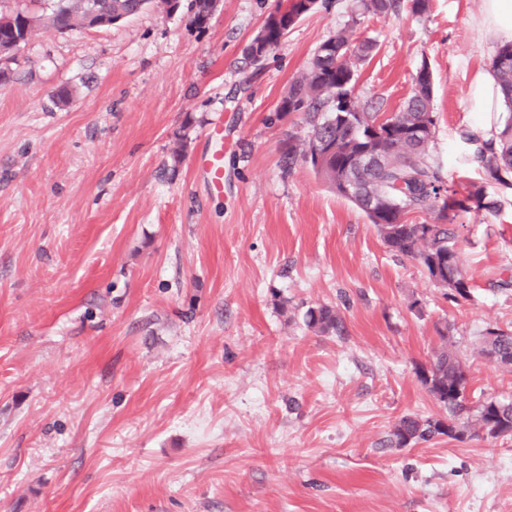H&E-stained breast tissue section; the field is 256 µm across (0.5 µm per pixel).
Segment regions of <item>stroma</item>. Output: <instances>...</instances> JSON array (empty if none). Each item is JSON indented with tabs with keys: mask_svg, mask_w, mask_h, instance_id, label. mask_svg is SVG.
<instances>
[{
	"mask_svg": "<svg viewBox=\"0 0 512 512\" xmlns=\"http://www.w3.org/2000/svg\"><path fill=\"white\" fill-rule=\"evenodd\" d=\"M279 0L149 7L117 24L48 25L0 63V512H512V439L390 443L445 412L417 375L440 330L473 397L512 398L478 354L512 326V191L464 130L477 64L499 47L481 0L359 17L376 52L357 94L380 114L434 76L429 161L497 210L463 212L473 298L448 300L306 164L278 103L315 49L358 16L317 0L261 66L243 49ZM224 164V190L202 175ZM340 313L342 335L307 327ZM306 324L321 333H335L341 335L344 329L342 317L328 306L310 308L306 313Z\"/></svg>",
	"mask_w": 512,
	"mask_h": 512,
	"instance_id": "35a3bbf8",
	"label": "stroma"
}]
</instances>
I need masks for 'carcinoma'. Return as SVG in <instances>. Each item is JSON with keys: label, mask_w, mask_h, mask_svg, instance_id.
Listing matches in <instances>:
<instances>
[{"label": "carcinoma", "mask_w": 512, "mask_h": 512, "mask_svg": "<svg viewBox=\"0 0 512 512\" xmlns=\"http://www.w3.org/2000/svg\"><path fill=\"white\" fill-rule=\"evenodd\" d=\"M97 2L101 7L95 17L89 15L86 0H39L40 11L36 13L12 12V21L0 23V53L16 49L41 23L56 30H74L92 28L106 16L116 21L139 13L140 0ZM400 7L401 0H359L362 15H386ZM261 32L244 49L246 58L256 66L284 39L276 12L265 18ZM376 47L373 39L357 37L348 28L336 32L314 51L278 105V111L297 112L312 127L303 148L288 143L282 156L284 170H291L299 160L308 163L337 195L363 209L359 199L341 192L342 181L355 176L361 188L379 201L375 210L364 209V213L390 251L418 262L436 286L447 290L448 299L468 300L474 285L460 266L454 221L460 212H489L495 203L485 200L478 186L467 196L456 197V190L445 184L439 168L428 161L436 116L432 105L434 77L427 63L416 70L413 93L399 111L385 117L361 103L356 96V68ZM490 72L502 89L504 103L512 108V43L497 49ZM474 160L481 165L485 180L512 189V113L496 138L476 148ZM419 212L434 215V223L408 221L410 214ZM306 324L327 334L339 335L344 329L340 314L324 305L307 311ZM440 339L442 348L430 366L419 372V380L447 416L435 420L404 416L394 426L390 443L404 448L439 435L462 441L469 433L512 437V398L486 397L471 402L468 375L456 352L448 348V332H440ZM479 355L511 370L512 328L486 329Z\"/></svg>", "instance_id": "carcinoma-1"}]
</instances>
